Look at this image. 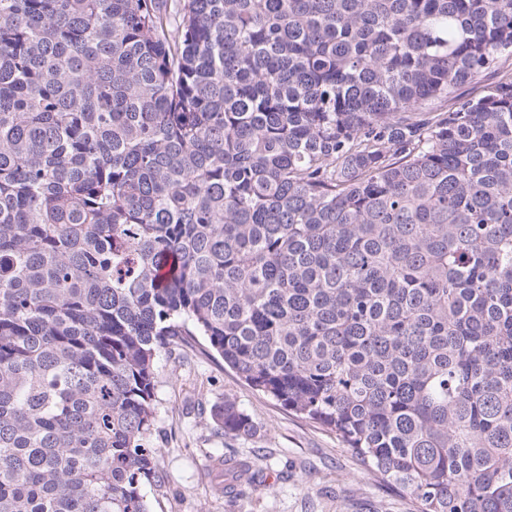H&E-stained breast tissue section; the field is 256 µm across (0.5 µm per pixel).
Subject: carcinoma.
<instances>
[{
	"label": "carcinoma",
	"mask_w": 512,
	"mask_h": 512,
	"mask_svg": "<svg viewBox=\"0 0 512 512\" xmlns=\"http://www.w3.org/2000/svg\"><path fill=\"white\" fill-rule=\"evenodd\" d=\"M502 56L512 0H0V512H151L200 342L415 512H512ZM512 76V58H502L498 60L496 66L486 76V80L479 84H472L462 88L459 92L462 96L472 97L479 96L484 93L485 87L489 83L496 82L501 79H506Z\"/></svg>",
	"instance_id": "cac0c4a2"
}]
</instances>
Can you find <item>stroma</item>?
<instances>
[{
  "instance_id": "stroma-1",
  "label": "stroma",
  "mask_w": 512,
  "mask_h": 512,
  "mask_svg": "<svg viewBox=\"0 0 512 512\" xmlns=\"http://www.w3.org/2000/svg\"><path fill=\"white\" fill-rule=\"evenodd\" d=\"M150 447L161 478L146 488L152 512H413L408 497L379 484L335 434L252 390L220 357L187 348L155 358ZM231 399L254 435H221L212 417ZM248 461L253 480L214 478L226 456Z\"/></svg>"
}]
</instances>
